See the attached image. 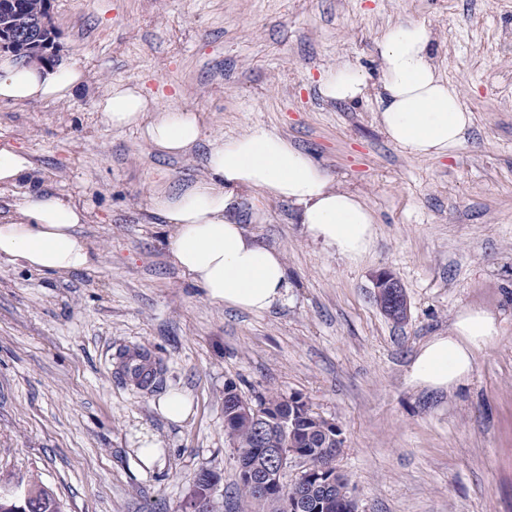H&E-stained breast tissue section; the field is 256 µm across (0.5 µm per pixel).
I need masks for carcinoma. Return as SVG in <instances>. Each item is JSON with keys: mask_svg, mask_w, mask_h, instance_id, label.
<instances>
[{"mask_svg": "<svg viewBox=\"0 0 512 512\" xmlns=\"http://www.w3.org/2000/svg\"><path fill=\"white\" fill-rule=\"evenodd\" d=\"M47 0H23V7L7 19H0L9 27L19 29L29 25L39 17L47 15ZM142 357V353L124 352L119 355L120 374L142 378L138 385L152 381L141 377L140 368L129 367V361ZM243 397L237 392L234 383L229 382L224 392V433L236 452L239 467L237 502L240 512H252L253 506H260L266 512H286V500L302 499L308 502L307 512H358V504L347 500L340 489L349 485L343 473L337 471L336 457L343 441L339 426L312 411L301 398L287 397L275 391H267L256 396L250 403V413H238ZM264 448H286L288 457L304 463L302 475L290 486L281 485L262 495L257 489L263 477L260 459ZM337 472L335 479L338 489L329 492L321 487L324 472ZM218 477L210 470L202 471L195 480L189 496L203 501L200 512H216L210 489ZM29 490L36 494V512H61L54 493L39 483L30 485Z\"/></svg>", "mask_w": 512, "mask_h": 512, "instance_id": "obj_1", "label": "carcinoma"}]
</instances>
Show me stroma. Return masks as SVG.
<instances>
[{
	"mask_svg": "<svg viewBox=\"0 0 512 512\" xmlns=\"http://www.w3.org/2000/svg\"><path fill=\"white\" fill-rule=\"evenodd\" d=\"M51 16L56 62L87 82L66 101L0 102V147L28 151L41 184L87 210L95 264L51 276L0 263V488L42 483L62 512H180L207 469L221 512H236L232 381L340 427L336 466L359 512H512V0H51ZM402 19L431 27L472 114L455 156L405 154L377 122L376 42ZM343 63L366 96L323 101L321 75ZM126 81L198 112L210 136L261 124L288 137L373 210L372 249L356 264L327 254L294 206L251 194L242 222L282 252L288 295L259 313L210 301L152 209L202 176L204 151L165 157L107 125L97 102ZM382 271L405 290L404 323L376 302ZM466 308L500 326L469 382L411 384L415 352ZM135 349L161 368L146 389L117 373ZM172 393L192 404L179 423L158 410Z\"/></svg>",
	"mask_w": 512,
	"mask_h": 512,
	"instance_id": "obj_1",
	"label": "stroma"
}]
</instances>
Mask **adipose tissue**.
I'll list each match as a JSON object with an SVG mask.
<instances>
[{"instance_id":"adipose-tissue-1","label":"adipose tissue","mask_w":512,"mask_h":512,"mask_svg":"<svg viewBox=\"0 0 512 512\" xmlns=\"http://www.w3.org/2000/svg\"><path fill=\"white\" fill-rule=\"evenodd\" d=\"M433 32L412 20L384 30L377 45L382 60L378 121L388 140L409 154L440 158L468 143L472 117L456 90L438 73ZM85 77L74 65L51 66L0 55V102L23 105L73 97ZM363 73L342 65L323 73L324 100L346 103L365 96ZM106 124L136 129L152 149L181 156L206 143V177L154 196L155 213L170 226L175 266L224 307L262 312L288 291L281 253L259 244L241 222L245 194L259 193L295 205L310 239L351 262L368 253L376 219L356 194L337 189L305 151L262 125L224 139L207 136L196 112L160 105L137 84L118 83L99 99ZM27 151L0 148V185L25 186L11 215L0 219V258L42 273L89 269L90 246L80 231L87 212L65 195L38 186ZM499 334L496 318L481 309L462 311L451 334L436 336L413 356L410 382L448 391L468 382L476 354Z\"/></svg>"}]
</instances>
